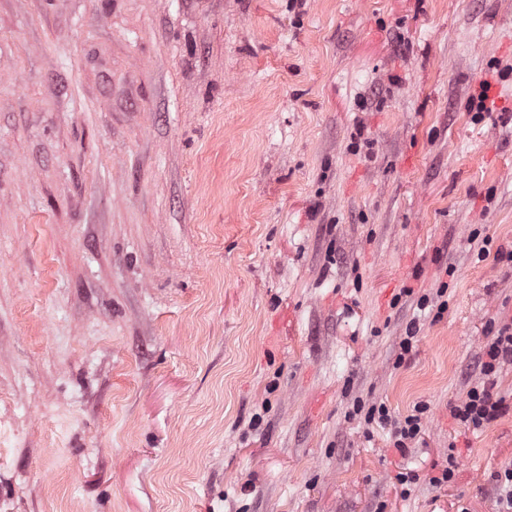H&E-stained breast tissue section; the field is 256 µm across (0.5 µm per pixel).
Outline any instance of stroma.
<instances>
[{
    "mask_svg": "<svg viewBox=\"0 0 512 512\" xmlns=\"http://www.w3.org/2000/svg\"><path fill=\"white\" fill-rule=\"evenodd\" d=\"M499 250L512 0H0V512H494ZM479 357V381L474 383L458 403L450 406L452 418L467 430H480L501 416L505 398L495 391L498 372L512 365V323L490 328ZM428 409L429 407L425 403L416 404L413 414L399 420L392 418L385 404H372L368 406L364 413V422L367 424L389 425L394 448L404 452L405 449L409 448V443L415 442L420 437L423 415Z\"/></svg>",
    "mask_w": 512,
    "mask_h": 512,
    "instance_id": "obj_1",
    "label": "stroma"
}]
</instances>
